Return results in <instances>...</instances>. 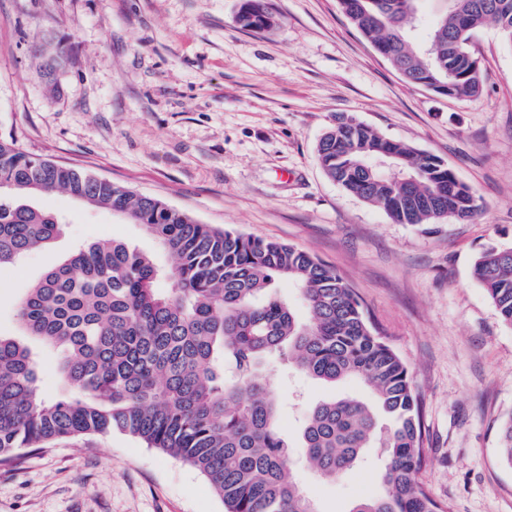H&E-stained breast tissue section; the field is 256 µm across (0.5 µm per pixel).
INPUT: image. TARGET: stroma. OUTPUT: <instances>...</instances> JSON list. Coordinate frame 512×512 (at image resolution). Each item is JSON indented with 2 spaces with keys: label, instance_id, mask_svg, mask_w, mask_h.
<instances>
[{
  "label": "stroma",
  "instance_id": "35a3bbf8",
  "mask_svg": "<svg viewBox=\"0 0 512 512\" xmlns=\"http://www.w3.org/2000/svg\"><path fill=\"white\" fill-rule=\"evenodd\" d=\"M275 26L238 21L240 0H0V139L160 199L198 222L304 250L335 269L408 366L422 409L417 474L445 512H512L498 452L512 414V327L472 269L512 247V46L473 35L478 95L406 84L336 0H270ZM339 112L435 155L475 191L469 222L396 224L322 173L316 146ZM37 207L66 223L46 249L0 273V332L17 333L26 288L72 246L155 240L112 211L55 191ZM296 483L318 512L381 491L376 449L321 479L301 446L310 409L366 396L269 357ZM0 512H224L196 468L128 435L61 438L0 465Z\"/></svg>",
  "mask_w": 512,
  "mask_h": 512
}]
</instances>
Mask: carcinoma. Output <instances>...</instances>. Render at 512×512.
Wrapping results in <instances>:
<instances>
[{"label": "carcinoma", "mask_w": 512, "mask_h": 512, "mask_svg": "<svg viewBox=\"0 0 512 512\" xmlns=\"http://www.w3.org/2000/svg\"><path fill=\"white\" fill-rule=\"evenodd\" d=\"M337 0L347 19L412 86L448 70L451 98L482 87L466 56L469 36L491 23L512 43V0ZM242 25H275L269 0H241ZM426 31V38L417 31ZM325 176L396 224L468 220L477 197L439 158L340 115L317 147ZM111 210L141 225L168 256L101 239L74 248L17 303L20 336L0 334V464L61 436L119 431L196 467L225 512H317L294 481L265 359L278 354L304 376L334 385L353 378L371 398L316 403L302 448L325 480L353 471L365 449L385 459L382 490L350 512H445L417 481L423 463L420 403L409 369L383 340L341 276L293 246L201 224L165 202L97 175L33 157L0 140V272L62 231L58 216L29 204L47 191ZM473 277L512 326V247H489ZM297 288L302 321L276 292ZM60 354L71 395L42 398L28 339ZM512 465V416L500 433Z\"/></svg>", "instance_id": "obj_1"}]
</instances>
